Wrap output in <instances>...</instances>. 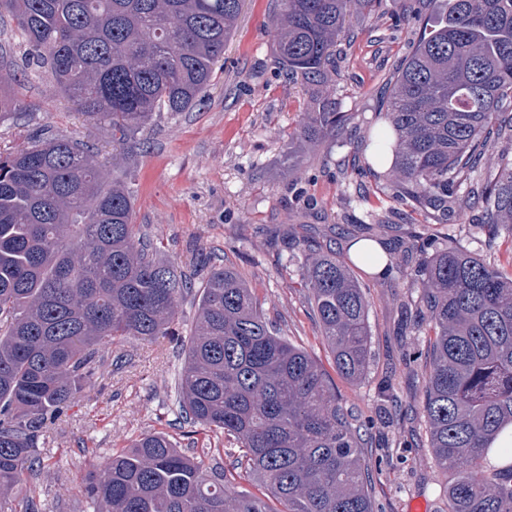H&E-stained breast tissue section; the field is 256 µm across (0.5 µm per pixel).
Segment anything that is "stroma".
Wrapping results in <instances>:
<instances>
[{
    "mask_svg": "<svg viewBox=\"0 0 512 512\" xmlns=\"http://www.w3.org/2000/svg\"><path fill=\"white\" fill-rule=\"evenodd\" d=\"M277 16L276 0H244L197 105L162 113L123 147L78 112L50 76L27 67L25 39L0 23V44L8 50L0 68L13 74L8 90L19 104L0 115V150L45 131L93 144L104 162L125 168L138 235L151 241L157 260L195 273L175 318L183 336L194 328L209 272L199 259L207 256L234 268L282 336L331 369L302 252L312 247L343 259L352 239L382 243L389 253L386 275L356 274L368 300L372 359L361 381L336 375L332 382L346 407L373 420L363 455L376 512H447L419 412L424 365L407 359L414 351L426 353L427 338L423 325L401 328L400 300L410 293L423 237L445 229L452 246L489 260L512 258V240L488 239L474 209L451 214L440 226L436 212L410 206L393 166L361 172L369 139L385 123L383 96L435 12L428 0H382L370 26L347 18L336 69L316 93L283 77ZM316 94L347 121L335 135L309 141L297 129ZM184 357L166 338L113 346L104 387L79 397L48 432L49 466L38 478L50 491L45 512H88L86 473L146 433L166 434L238 479L239 490L262 495L259 486L239 480L232 439L180 421L174 383ZM385 382L394 400L409 406L405 417L380 394Z\"/></svg>",
    "mask_w": 512,
    "mask_h": 512,
    "instance_id": "obj_1",
    "label": "stroma"
}]
</instances>
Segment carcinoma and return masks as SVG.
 <instances>
[{
    "instance_id": "obj_1",
    "label": "carcinoma",
    "mask_w": 512,
    "mask_h": 512,
    "mask_svg": "<svg viewBox=\"0 0 512 512\" xmlns=\"http://www.w3.org/2000/svg\"><path fill=\"white\" fill-rule=\"evenodd\" d=\"M243 0H0L77 111L124 146L160 112H187L210 85ZM282 70L320 87L348 17L375 0H278ZM425 27L385 101L389 128L373 161L395 158L407 200L448 214L471 204L482 226L512 238V0H432ZM338 112L313 106L305 138L336 133ZM134 200L98 153L58 136L0 151V512L45 467L46 433L76 395L105 379L104 353L129 337L174 335L187 273L135 236ZM314 316L336 371L355 382L370 359L368 302L334 256L304 262ZM419 314L431 333L423 417L448 512H512V263L450 249L417 257ZM179 415L242 448L239 464L277 512H374L361 429L321 367L264 317L231 267L215 266L199 298L177 382ZM506 459L503 465L492 456ZM93 512H271L222 472L145 434L89 473ZM33 488L22 512H43Z\"/></svg>"
}]
</instances>
